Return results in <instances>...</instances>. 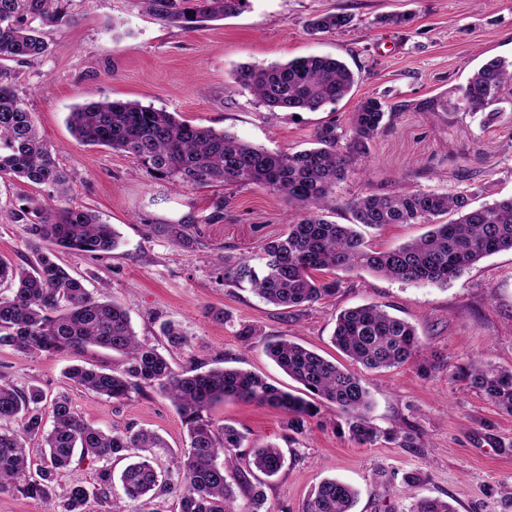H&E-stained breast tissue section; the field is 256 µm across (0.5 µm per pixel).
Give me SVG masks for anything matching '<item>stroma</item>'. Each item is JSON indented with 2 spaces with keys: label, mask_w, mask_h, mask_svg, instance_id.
<instances>
[{
  "label": "stroma",
  "mask_w": 512,
  "mask_h": 512,
  "mask_svg": "<svg viewBox=\"0 0 512 512\" xmlns=\"http://www.w3.org/2000/svg\"><path fill=\"white\" fill-rule=\"evenodd\" d=\"M68 24L45 27L49 50L16 65V91L68 173L70 202L113 225L120 246L111 255L63 252L59 258L105 301L125 307L140 339L163 347L170 322L187 342L172 356L175 369L194 365L240 367L278 387L295 383L264 352L280 336L330 360L340 352L330 337L338 313L375 303L415 326L431 371L410 362L361 371L384 432L413 433L417 445L352 441L336 407H322L296 434L275 409L236 400L213 405L211 419L240 430L241 454L279 446L284 464L274 476L250 475L266 507L299 512L327 478L354 486V512H411L422 497L450 502L456 512H512L503 491L512 488V416L449 379L450 369L489 363L512 369V251L480 260L448 283L407 282L370 273L341 276L334 296L284 308L224 280V266L258 254L282 235L285 200L257 186L175 188L153 178L124 152L85 146L67 124L71 109L88 100L137 101L210 126L272 152L310 148L316 131H344L366 97L395 109L377 136L364 173L339 182L330 221L349 223V204L368 193L404 189L465 194L473 206L512 196V84L488 111H469L459 87L493 58L512 62V0H249L238 16L187 31L145 9L140 0H72ZM345 13L352 22L335 33L310 34L305 23L321 13ZM397 14L404 24L380 25ZM308 55L345 61L355 75L351 92L317 111H269L233 85L243 64L268 66ZM46 189L0 179V259L28 267L32 251L14 214ZM188 241L175 245L174 230ZM223 311L216 319L215 311ZM112 351L21 354L0 348V374L17 387L67 393L74 411L102 430L145 429L160 435L157 467L176 480L187 447L186 428L162 393L116 401L75 388L65 378L73 364L109 368ZM420 473L422 483L403 478Z\"/></svg>",
  "instance_id": "obj_1"
}]
</instances>
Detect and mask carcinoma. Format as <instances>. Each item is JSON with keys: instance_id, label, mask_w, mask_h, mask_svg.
I'll return each instance as SVG.
<instances>
[{"instance_id": "cac0c4a2", "label": "carcinoma", "mask_w": 512, "mask_h": 512, "mask_svg": "<svg viewBox=\"0 0 512 512\" xmlns=\"http://www.w3.org/2000/svg\"><path fill=\"white\" fill-rule=\"evenodd\" d=\"M72 0H0V179L10 178L48 189L47 199L31 198L15 214L34 249L31 268L17 269L0 260V283L15 284L0 298V347L20 353H77L90 346L123 357L120 365L101 368L73 365L65 371L72 384L92 394L121 401L135 392L159 391L176 407L187 430L188 448L177 462L178 482L161 479L152 449L166 443L145 430L104 431L75 414L66 395L51 400L52 425L43 424L45 392L38 386L15 387L0 376V493L16 491L55 512L52 490L56 474L74 457L109 462L134 459L120 475L116 491L112 468L98 470L92 486L75 485L66 492L64 512H85L89 500L110 504L123 512V499L140 500L142 512L158 495L180 492L181 512H261L262 490L242 480L227 481L239 466L237 449L245 436L234 426L219 425L204 412L234 399L279 410L288 429L300 433L318 414L315 403L269 383L241 368L219 367L200 372L175 370L171 353L186 343L172 323L162 327L166 352L141 341L128 311L96 299L57 262L56 251L107 255L119 244L112 225L94 211L67 202L70 177L39 136L33 113L16 93L9 62L23 63L43 56L48 44L42 27L71 19ZM156 16L186 30L198 24L241 14L248 0H142ZM352 18L325 13L310 19L312 34L344 30ZM269 111H316L346 97L354 75L341 61L311 55L286 64L243 66L232 77ZM512 83V68L491 59L462 88L470 109L481 112L496 100L502 85ZM387 107L374 97L360 102L343 135L326 126L315 135V146L294 153L270 152L225 131L193 125L175 113L132 101L99 100L76 105L67 123L80 143L119 150L150 175L173 186L254 185L281 194L298 208L301 219L288 231L262 246L260 263L242 258L224 268V280L246 283L268 303L287 308L307 306L332 296L340 282L318 278L317 272L336 269L349 274L371 271L403 281L446 283L481 259L512 250V197L470 206L465 194L396 191L367 194L353 202V222L336 224L323 211L337 183L365 171L370 147L384 122ZM345 140L338 147L339 140ZM458 218L437 224L441 215ZM385 224H431L418 239L384 252L363 248L361 228ZM332 343L367 371L399 367L423 355L415 328L376 304L346 309L337 316ZM267 355L304 390L336 406L350 438L371 445L383 437L411 448L409 435L382 434L370 417V393L363 380L318 353L286 338L265 346ZM485 395L512 415V370L472 362L448 374ZM21 427H11L15 421ZM40 440L44 465L38 478L27 476L29 443ZM223 462H218V459ZM280 449L268 444L251 450L247 470L268 476L282 467ZM357 491L336 479L321 482L301 512H352ZM411 512H455L451 503L422 498Z\"/></svg>"}]
</instances>
